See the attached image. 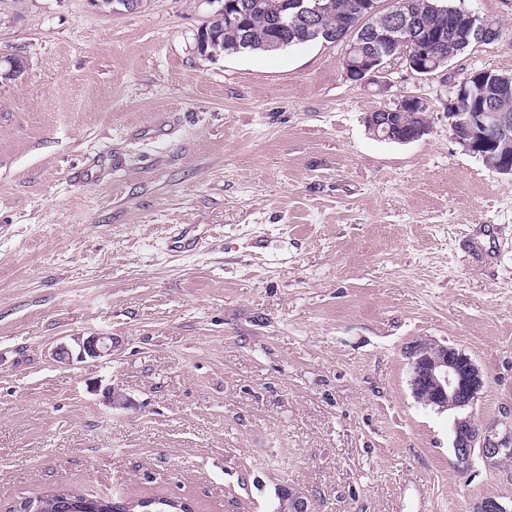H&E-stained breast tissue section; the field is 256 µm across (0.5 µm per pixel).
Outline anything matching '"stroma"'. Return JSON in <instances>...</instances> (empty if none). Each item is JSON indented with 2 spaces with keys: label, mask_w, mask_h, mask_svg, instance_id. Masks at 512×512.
Here are the masks:
<instances>
[{
  "label": "stroma",
  "mask_w": 512,
  "mask_h": 512,
  "mask_svg": "<svg viewBox=\"0 0 512 512\" xmlns=\"http://www.w3.org/2000/svg\"><path fill=\"white\" fill-rule=\"evenodd\" d=\"M429 76L346 78L345 43L208 57V0H0V512L51 487L199 512H472L512 464L459 471L454 411L410 347L465 351L475 419L512 427V177L451 136L467 74H512V0ZM426 100L423 139L365 116ZM105 334L111 355L54 349ZM128 403L113 407L106 387Z\"/></svg>",
  "instance_id": "35a3bbf8"
}]
</instances>
